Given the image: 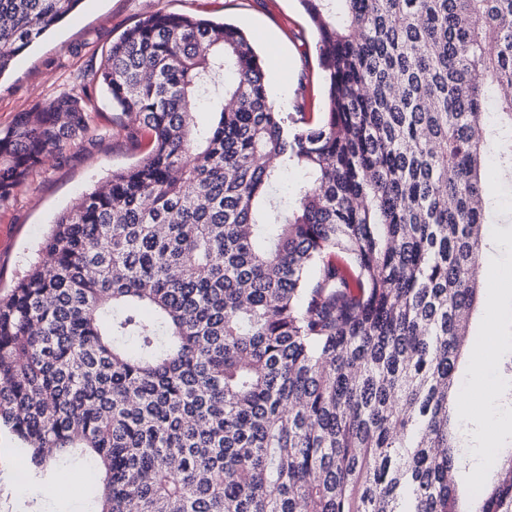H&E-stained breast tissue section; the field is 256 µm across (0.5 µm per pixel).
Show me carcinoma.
I'll list each match as a JSON object with an SVG mask.
<instances>
[{
    "label": "carcinoma",
    "instance_id": "cac0c4a2",
    "mask_svg": "<svg viewBox=\"0 0 512 512\" xmlns=\"http://www.w3.org/2000/svg\"><path fill=\"white\" fill-rule=\"evenodd\" d=\"M79 2L0 0V75ZM300 4L315 116L232 24L156 13L112 43L97 82L149 151L0 296V427L36 481L92 456L93 512H512V444L461 499L453 400L512 187V0ZM91 101L0 135V204Z\"/></svg>",
    "mask_w": 512,
    "mask_h": 512
}]
</instances>
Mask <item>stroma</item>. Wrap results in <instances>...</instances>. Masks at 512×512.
Here are the masks:
<instances>
[{
	"instance_id": "35a3bbf8",
	"label": "stroma",
	"mask_w": 512,
	"mask_h": 512,
	"mask_svg": "<svg viewBox=\"0 0 512 512\" xmlns=\"http://www.w3.org/2000/svg\"><path fill=\"white\" fill-rule=\"evenodd\" d=\"M157 12L227 21L254 42L271 88L285 107L306 94L307 109L322 111L324 91L317 35L299 0H81L77 9L41 41L20 54L0 76V131L16 116L32 112L60 91L87 86L96 100L94 130L68 144L64 162L48 157L41 169L6 204L0 205V292L8 293L57 217L84 193L109 179L114 171L139 163L149 147L125 137L121 112L112 107L95 81L112 43L143 17ZM499 222L489 231L486 271L496 290L499 312L479 311L472 327L465 375H472L481 358H490L486 383L499 394L502 375L496 365L511 354L504 343L512 338V194L502 193ZM501 419L467 423L471 484L486 478L487 450L512 439V407ZM19 443L0 430V512H88L95 495L93 482L72 487L53 482H28L18 494L16 477L23 468Z\"/></svg>"
}]
</instances>
